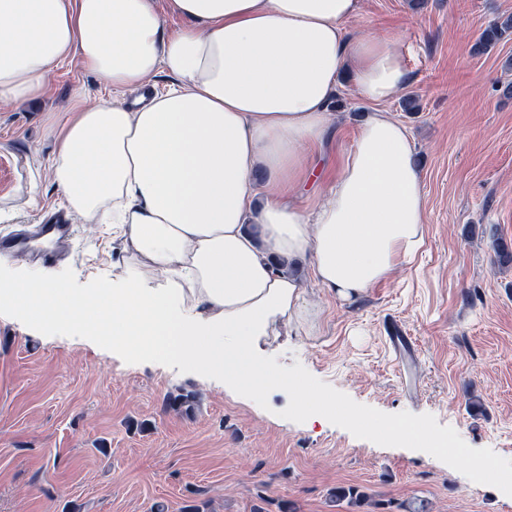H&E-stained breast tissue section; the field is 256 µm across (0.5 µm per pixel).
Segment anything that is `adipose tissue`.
Listing matches in <instances>:
<instances>
[{
  "label": "adipose tissue",
  "instance_id": "obj_1",
  "mask_svg": "<svg viewBox=\"0 0 512 512\" xmlns=\"http://www.w3.org/2000/svg\"><path fill=\"white\" fill-rule=\"evenodd\" d=\"M360 9L361 0H0V100L41 98L46 74L71 57L122 92L73 106L52 177L72 213L111 225L160 278L82 298L18 280L0 290V306L94 322L107 344L173 351L253 394L305 391L269 372L261 342L278 325L311 335L305 282L353 302L416 256L427 222L411 136L383 108L408 83L406 46L393 33L350 32ZM168 15L182 27L168 31ZM160 71L173 86L128 103ZM344 73L369 110L309 205L292 192L312 174L298 149L336 132Z\"/></svg>",
  "mask_w": 512,
  "mask_h": 512
}]
</instances>
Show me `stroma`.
Instances as JSON below:
<instances>
[{"label":"stroma","mask_w":512,"mask_h":512,"mask_svg":"<svg viewBox=\"0 0 512 512\" xmlns=\"http://www.w3.org/2000/svg\"><path fill=\"white\" fill-rule=\"evenodd\" d=\"M512 0H363L350 29L391 28L409 82L386 105L409 129L427 195L417 257L351 303L308 289L312 335L261 344L275 374L318 395L299 406L285 388L256 396L169 351L107 347L82 326L0 308V512H512V34L473 47ZM43 99L0 102V237L42 223L66 201L52 178L56 140L74 101L111 85L70 59L45 76ZM411 99L414 108L404 111ZM344 120L307 161L321 180L356 137L352 89ZM55 260L0 255V283L49 278L78 296L124 287L137 260L112 227L73 219ZM414 344L402 385L392 327ZM194 394L192 411L171 406ZM419 424L451 440L438 454L393 437ZM354 488L361 503L336 500Z\"/></svg>","instance_id":"1"}]
</instances>
